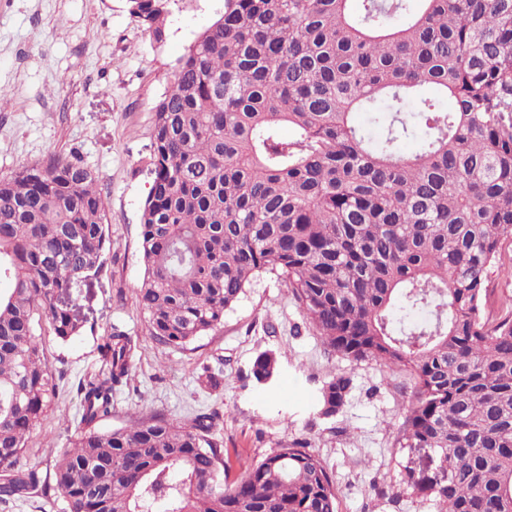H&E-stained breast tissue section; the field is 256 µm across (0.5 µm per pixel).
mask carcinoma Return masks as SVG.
Returning a JSON list of instances; mask_svg holds the SVG:
<instances>
[{
    "instance_id": "obj_1",
    "label": "carcinoma",
    "mask_w": 512,
    "mask_h": 512,
    "mask_svg": "<svg viewBox=\"0 0 512 512\" xmlns=\"http://www.w3.org/2000/svg\"><path fill=\"white\" fill-rule=\"evenodd\" d=\"M128 10L165 39L168 0ZM150 174L148 335L182 349L274 274L329 352L410 375L399 443L450 477L405 465L406 486L434 512H512V310L481 317L512 236V0H224L155 107ZM106 224L74 155L0 178L1 502L36 488L16 464L55 395L37 328L81 334L73 295L112 257ZM136 348L112 328L78 385L82 428L52 472L67 512H337L305 440L238 471L216 410L96 428ZM276 364L264 351L250 377ZM350 388L325 382L321 415Z\"/></svg>"
}]
</instances>
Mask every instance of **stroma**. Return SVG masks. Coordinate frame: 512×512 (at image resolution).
<instances>
[{
  "label": "stroma",
  "instance_id": "1",
  "mask_svg": "<svg viewBox=\"0 0 512 512\" xmlns=\"http://www.w3.org/2000/svg\"><path fill=\"white\" fill-rule=\"evenodd\" d=\"M224 13V0H170L166 37L154 42L127 0H0V177L49 155L75 152L97 176L117 259L83 286L76 308L86 324L67 344L44 338L56 379L53 408L34 427L19 459L45 478L81 428L80 380L99 367L113 328L137 338L128 384L112 394L110 426L161 411L180 420L218 410L224 445L248 466L295 439H307L339 490V512H430L401 482L398 428L410 398L406 371L355 364L326 350L275 275L261 274L223 324L187 349L148 336L137 300L143 267L140 217L149 193L154 110L190 43ZM482 316L512 304V236L488 273ZM274 351L277 372L256 384V355ZM350 376L352 391L333 418L320 414V389Z\"/></svg>",
  "mask_w": 512,
  "mask_h": 512
}]
</instances>
